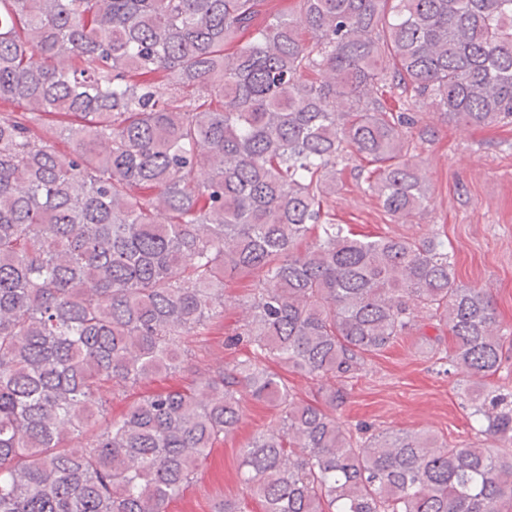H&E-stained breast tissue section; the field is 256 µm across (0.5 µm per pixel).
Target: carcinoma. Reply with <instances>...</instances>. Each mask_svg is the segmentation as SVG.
Masks as SVG:
<instances>
[{
	"mask_svg": "<svg viewBox=\"0 0 512 512\" xmlns=\"http://www.w3.org/2000/svg\"><path fill=\"white\" fill-rule=\"evenodd\" d=\"M263 2L0 0V512H164L249 402L276 424L220 512H512V392L463 388L460 446L340 421L418 314L484 386L512 331L447 242L360 239L332 206L358 158L395 221L424 208L421 100L512 125V0ZM232 305L242 355L107 417L105 385L182 368L186 336L205 362ZM290 370L331 385L303 399Z\"/></svg>",
	"mask_w": 512,
	"mask_h": 512,
	"instance_id": "obj_1",
	"label": "carcinoma"
}]
</instances>
